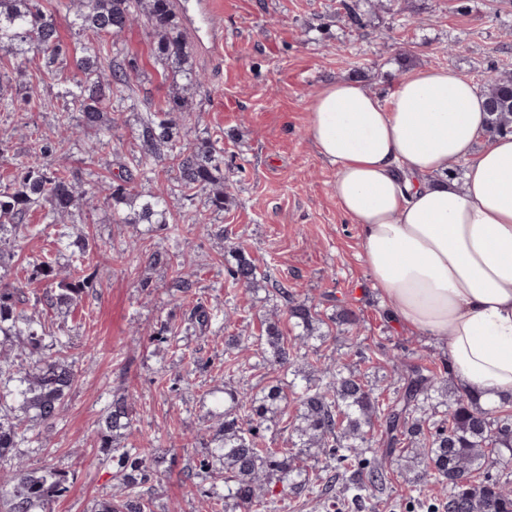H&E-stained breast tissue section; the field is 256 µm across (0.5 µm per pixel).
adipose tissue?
Instances as JSON below:
<instances>
[{"instance_id": "ef3b65f1", "label": "adipose tissue", "mask_w": 512, "mask_h": 512, "mask_svg": "<svg viewBox=\"0 0 512 512\" xmlns=\"http://www.w3.org/2000/svg\"><path fill=\"white\" fill-rule=\"evenodd\" d=\"M484 101L471 81L428 67L384 100L333 82L307 110L391 316L443 341L461 383L495 404L512 399V134L486 137ZM452 162L462 182L445 179Z\"/></svg>"}]
</instances>
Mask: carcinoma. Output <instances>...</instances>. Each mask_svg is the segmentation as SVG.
I'll list each match as a JSON object with an SVG mask.
<instances>
[{"instance_id":"carcinoma-1","label":"carcinoma","mask_w":512,"mask_h":512,"mask_svg":"<svg viewBox=\"0 0 512 512\" xmlns=\"http://www.w3.org/2000/svg\"><path fill=\"white\" fill-rule=\"evenodd\" d=\"M350 27L366 26L357 0H340ZM76 7L70 26L75 33L89 32L96 42L86 43L79 54L58 31L57 13L42 0H0V51L9 56L12 69L22 78L33 54L40 61V79L61 86L55 97L44 96L38 86L18 84L17 100L42 110H59L66 124L78 113L75 127L94 134L90 152L112 155L118 173L100 176L87 172V179L65 165L54 164L64 140L37 133L31 153L15 162L12 183L0 188V267L5 258L21 248L28 237L62 223L79 204L90 205L103 197L112 205V215L123 224L168 223L167 199L177 192L187 200L204 196L203 205L221 213L229 194L224 185V157L214 143L202 139L194 144L182 140L177 115L191 111L189 92L202 84V77L189 64L191 46L177 31L174 0H68ZM152 34V51L185 83L168 98L162 112L145 110L133 131L134 149L122 152L114 139L117 118L108 116L115 103L133 101L138 59L119 48L122 35L138 22ZM112 46L107 60L106 46ZM78 74L69 77L61 69L68 58ZM490 114L486 132H512V73L503 75L491 65L480 80ZM169 161L173 176L162 181L157 166ZM148 188L135 191V183ZM42 208V224H29L33 207ZM130 207L124 212V207ZM68 275L60 277L55 260L46 254L31 264L32 279L46 289L33 307L60 309L74 304L97 287V264L89 244L70 243ZM152 265L179 268L185 256L179 250L148 256ZM227 274L247 289L271 287L284 301L289 319L300 332L293 343L283 341L277 321L270 320L261 337L262 358L275 371H291L301 358H308L310 341L318 332L316 307L299 301L284 285L258 271L254 260L241 248L233 251ZM26 282L0 274V336L15 341V349L0 351V465H12V474L0 485V512H53L54 504L70 489V473L55 466L28 467L20 451L27 439L28 423L46 429L62 417L77 374L68 360V345L46 344L50 333L41 317L27 314ZM213 309L198 301L188 321L208 326ZM320 378L294 392L299 423L294 428L297 451L266 446L265 432L283 414L287 395L276 383L252 395L224 387V398L215 400L212 411V447L191 467V476L204 480L215 471L224 473V493L208 497L211 512H224V501H235L241 512H279L275 482H286L297 493L307 492L336 506L342 495L350 512L367 508L366 498L385 493L393 467L403 468V477L418 492L430 484L439 487L435 512H512V415H498L481 406L478 396L464 391L447 405L446 417L435 419L432 393L439 377L421 365H413L400 378L393 400L382 398L384 389L365 381L341 362L318 368ZM134 409L124 397L112 400L99 421L100 446L112 457L122 477L119 494L97 501L91 512H153L144 487L158 478L157 463L143 448H125L117 443L131 428ZM385 429L386 447L373 446L375 423ZM307 448H317L327 465L325 476L310 478Z\"/></svg>"}]
</instances>
